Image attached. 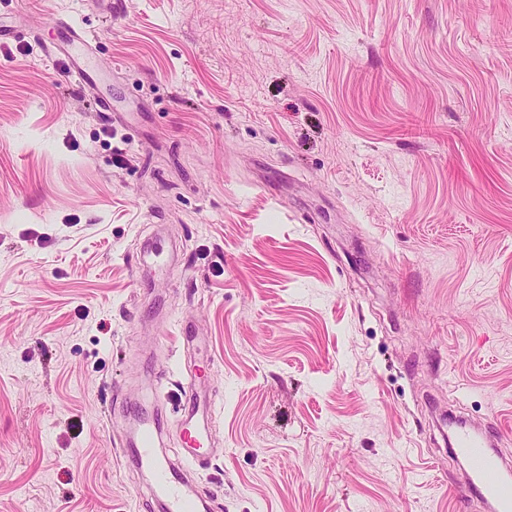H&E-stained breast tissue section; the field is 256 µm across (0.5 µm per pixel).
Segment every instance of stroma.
Here are the masks:
<instances>
[{
	"instance_id": "35a3bbf8",
	"label": "stroma",
	"mask_w": 512,
	"mask_h": 512,
	"mask_svg": "<svg viewBox=\"0 0 512 512\" xmlns=\"http://www.w3.org/2000/svg\"><path fill=\"white\" fill-rule=\"evenodd\" d=\"M122 2L0 0V512H158L123 409L161 388L175 456L196 371L210 512H482L448 418L512 453V0ZM52 22L66 31L62 43L43 44L48 57H64L67 62L68 75L75 77L85 92L95 95L97 87L96 65L90 60L89 41L83 28L72 19L53 18Z\"/></svg>"
}]
</instances>
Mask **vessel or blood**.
<instances>
[{"mask_svg": "<svg viewBox=\"0 0 512 512\" xmlns=\"http://www.w3.org/2000/svg\"><path fill=\"white\" fill-rule=\"evenodd\" d=\"M55 24L65 30L66 39L46 44V56L65 58L69 75L81 83L85 92L95 94L97 67L90 59L83 28L65 18L56 19ZM164 424V418L158 414L132 416L127 423L125 451L137 468L148 473L150 493L161 512H199L195 491L156 447ZM178 429L184 461H202L210 448L209 410L205 392L196 385L183 390ZM453 441L455 454L467 459L470 465L464 481L455 487V494L480 500L487 512H512V475L502 470L497 436L489 429L461 421L453 430Z\"/></svg>", "mask_w": 512, "mask_h": 512, "instance_id": "1", "label": "vessel or blood"}]
</instances>
